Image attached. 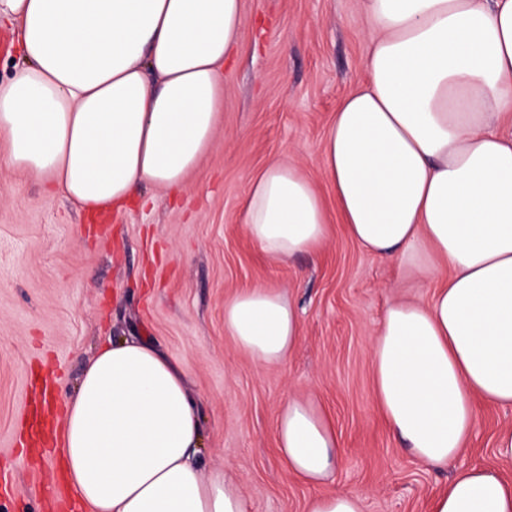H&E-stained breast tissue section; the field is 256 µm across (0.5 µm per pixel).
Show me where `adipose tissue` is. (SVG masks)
Returning a JSON list of instances; mask_svg holds the SVG:
<instances>
[{
	"label": "adipose tissue",
	"instance_id": "adipose-tissue-1",
	"mask_svg": "<svg viewBox=\"0 0 512 512\" xmlns=\"http://www.w3.org/2000/svg\"><path fill=\"white\" fill-rule=\"evenodd\" d=\"M372 32L365 77L339 104L318 163L351 239L437 287L398 299L371 344L374 396L419 462L451 465L477 405L512 406V0H359ZM244 0H0L23 60L0 81V169L39 178L81 208L126 206L148 187L183 190L224 112V67ZM247 235L268 257L317 250L328 214L298 168L251 181ZM224 330L265 365L300 340L293 302L252 288L224 302ZM199 401L143 338L91 357L60 434L82 512H254L229 462L202 472ZM306 512H362L320 493L340 459L335 425L289 396L276 425ZM430 512H512L497 470L454 472Z\"/></svg>",
	"mask_w": 512,
	"mask_h": 512
}]
</instances>
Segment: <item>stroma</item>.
Masks as SVG:
<instances>
[{"mask_svg": "<svg viewBox=\"0 0 512 512\" xmlns=\"http://www.w3.org/2000/svg\"><path fill=\"white\" fill-rule=\"evenodd\" d=\"M369 41L357 0H245L224 118L181 192L150 187L101 217L36 178L0 173V468L11 473L0 512H74L70 497L46 501L59 454L22 450V424L49 377V422L60 427L89 358L127 336L183 369L200 400L202 469L228 458L255 512H305L311 495L276 450L277 412L291 394L311 396L336 425L341 456L326 490L360 494L363 512H429L451 470L422 465L393 439L370 353L389 301L429 300L433 283L412 287L335 215L316 253L286 261L266 256L244 226L249 184L276 159L331 199L316 158L340 100L363 78ZM260 286L299 311L301 341L281 365H259L224 332L225 299ZM506 427L512 407H480L455 466H494L512 480V460L495 448Z\"/></svg>", "mask_w": 512, "mask_h": 512, "instance_id": "1", "label": "stroma"}]
</instances>
